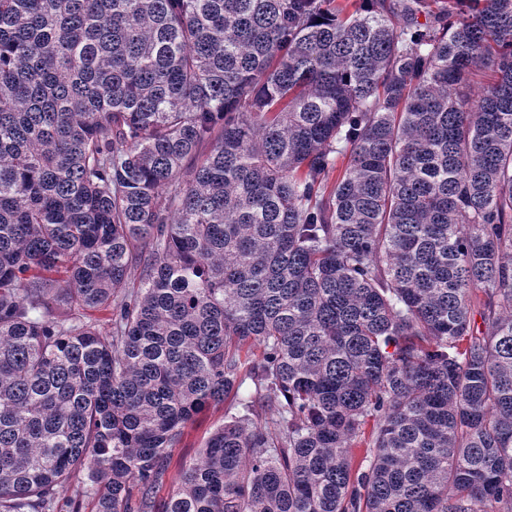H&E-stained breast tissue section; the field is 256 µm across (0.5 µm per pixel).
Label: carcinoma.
Listing matches in <instances>:
<instances>
[{
  "mask_svg": "<svg viewBox=\"0 0 512 512\" xmlns=\"http://www.w3.org/2000/svg\"><path fill=\"white\" fill-rule=\"evenodd\" d=\"M82 470L96 512H512V0H0V512ZM254 392V386L246 379L238 389L224 399V403L212 406L201 414L193 425H188L176 447L171 449L172 463L164 484L157 490V498H165L175 487L178 469L181 463L189 462L199 457V453L209 434L230 419V416L242 412L239 399H247Z\"/></svg>",
  "mask_w": 512,
  "mask_h": 512,
  "instance_id": "cac0c4a2",
  "label": "carcinoma"
}]
</instances>
